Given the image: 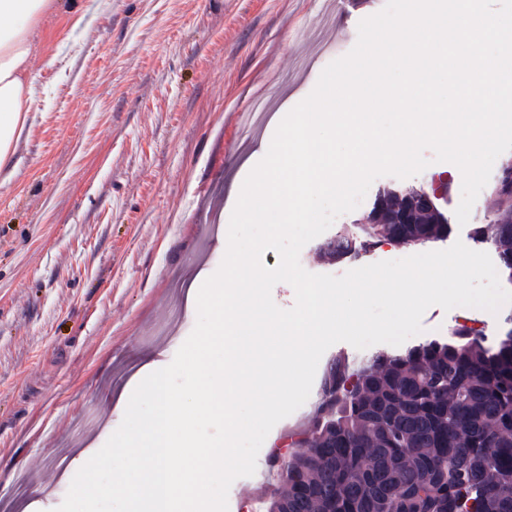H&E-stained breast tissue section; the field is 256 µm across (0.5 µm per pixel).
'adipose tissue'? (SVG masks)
<instances>
[{
	"instance_id": "1",
	"label": "adipose tissue",
	"mask_w": 512,
	"mask_h": 512,
	"mask_svg": "<svg viewBox=\"0 0 512 512\" xmlns=\"http://www.w3.org/2000/svg\"><path fill=\"white\" fill-rule=\"evenodd\" d=\"M65 11L74 25L88 16L89 0H0V185L16 173L12 160L31 113L39 111L31 40L49 15Z\"/></svg>"
}]
</instances>
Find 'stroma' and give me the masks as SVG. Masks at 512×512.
I'll list each match as a JSON object with an SVG mask.
<instances>
[{
  "label": "stroma",
  "instance_id": "35a3bbf8",
  "mask_svg": "<svg viewBox=\"0 0 512 512\" xmlns=\"http://www.w3.org/2000/svg\"><path fill=\"white\" fill-rule=\"evenodd\" d=\"M323 0H95L85 24L48 16L31 64L42 100L18 144L17 174L0 187V512H54L82 467L120 425L122 400L152 369L170 364L195 327L184 302L194 277L220 266L234 178L246 177L272 140L265 124L247 140L233 116L264 99L287 114L323 69L346 55L358 23L385 0L335 6L320 41L292 43L300 22L317 24ZM51 68H43L44 58ZM512 151L500 155L466 225L446 239L384 244L342 262L329 238L371 209L380 187L443 185L454 215L462 176L447 162L400 180L383 176L362 208L342 215L301 250L311 273L342 275L378 261L443 250L462 241L492 252L474 230L490 216ZM478 321L487 345L512 330V304L498 313L430 307L410 345L447 339ZM392 345L323 354L311 394L269 440L310 429L333 362L355 373ZM268 447L229 501L269 499L280 486Z\"/></svg>",
  "mask_w": 512,
  "mask_h": 512
}]
</instances>
